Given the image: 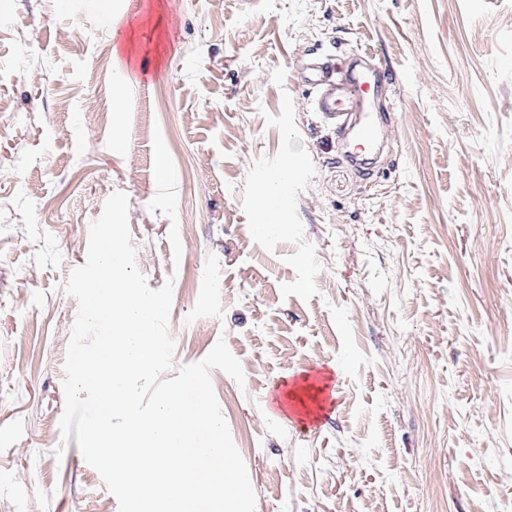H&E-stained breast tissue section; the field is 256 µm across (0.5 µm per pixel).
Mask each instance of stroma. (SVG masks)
Instances as JSON below:
<instances>
[{"instance_id": "1", "label": "stroma", "mask_w": 512, "mask_h": 512, "mask_svg": "<svg viewBox=\"0 0 512 512\" xmlns=\"http://www.w3.org/2000/svg\"><path fill=\"white\" fill-rule=\"evenodd\" d=\"M361 49L394 76L368 177L297 82ZM117 191L173 285L165 378L221 338L242 365L211 381L255 512L512 503V0H0V512H118L59 429L63 286ZM315 374L320 423L287 396Z\"/></svg>"}]
</instances>
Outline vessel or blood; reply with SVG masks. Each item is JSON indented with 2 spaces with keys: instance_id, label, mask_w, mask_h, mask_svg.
<instances>
[{
  "instance_id": "1",
  "label": "vessel or blood",
  "mask_w": 512,
  "mask_h": 512,
  "mask_svg": "<svg viewBox=\"0 0 512 512\" xmlns=\"http://www.w3.org/2000/svg\"><path fill=\"white\" fill-rule=\"evenodd\" d=\"M369 52H358L355 60L343 62L327 54L303 63L299 79L314 94V109L330 122H344L363 111L378 88L391 81L390 73L370 62Z\"/></svg>"
}]
</instances>
